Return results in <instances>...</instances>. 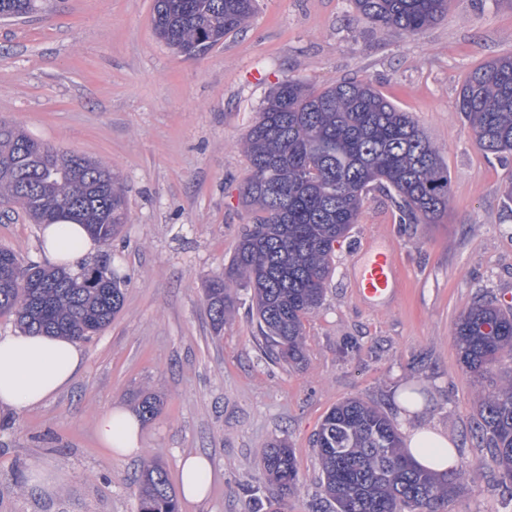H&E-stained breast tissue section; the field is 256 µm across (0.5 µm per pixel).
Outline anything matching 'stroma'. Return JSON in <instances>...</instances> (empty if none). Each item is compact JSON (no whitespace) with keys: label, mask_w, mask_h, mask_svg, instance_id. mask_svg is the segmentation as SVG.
Segmentation results:
<instances>
[{"label":"stroma","mask_w":512,"mask_h":512,"mask_svg":"<svg viewBox=\"0 0 512 512\" xmlns=\"http://www.w3.org/2000/svg\"><path fill=\"white\" fill-rule=\"evenodd\" d=\"M48 11L0 21V121L56 148L111 166L128 222L97 255L125 279L112 323L83 341V370L43 404L0 411V512H138L133 478L160 462L203 453L209 497L180 512H269L262 455L293 448L299 479L281 512H323L312 438L326 413L358 398L397 417L403 391H420L425 420L460 443L462 492L447 512H512V491L477 438L478 393L512 376V360L478 380L454 336L478 301L512 306V155L479 149L457 110L467 73L512 53V0H449L416 35L363 19L352 0H257L247 27L204 54L185 56L152 25L154 0H51ZM294 78L320 89L371 83L408 112L448 168L451 202L431 224H405L388 192L371 190L336 248L321 304L304 319L306 360L269 353L238 291V308L214 331L207 282L224 270L241 225L249 175L242 142L270 91ZM40 226L0 202V247L20 265L44 264ZM393 244L403 292L383 311L356 298L348 278L366 241ZM355 355L343 356L344 341ZM157 394L142 452L117 458L94 423L121 404ZM45 485L30 487L32 468Z\"/></svg>","instance_id":"stroma-1"}]
</instances>
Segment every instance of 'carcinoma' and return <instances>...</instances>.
I'll use <instances>...</instances> for the list:
<instances>
[{"mask_svg": "<svg viewBox=\"0 0 512 512\" xmlns=\"http://www.w3.org/2000/svg\"><path fill=\"white\" fill-rule=\"evenodd\" d=\"M46 0H0V17L21 18ZM369 22L415 35L442 19L448 0H352ZM255 0H155L153 27L184 54H198L240 30ZM457 110L476 145L512 154V55L473 69ZM250 175L242 203L253 214L224 272L204 289L216 332L235 309L231 286L253 292L251 308L275 358L304 360L303 319L323 297L336 244L358 223L373 188L393 194L408 224H431L447 212L448 170L437 148L409 113L371 85L343 81L320 90L288 79L267 98L244 140ZM0 197L20 205L39 224H84L107 244L127 220L112 169L63 151L0 122ZM15 254L0 248V315L28 333L87 339L112 323L124 303V279L104 270L99 287L85 288L74 273L32 265L21 283ZM455 336L465 368L480 377L512 356V309L474 303L459 316ZM159 401L138 404L151 420ZM481 438L492 445L489 463L512 484V378L479 394ZM325 499L336 512H440L460 491V471L418 469L404 455L393 421L377 407L348 399L332 408L314 435ZM264 477L275 501L298 481L292 449L268 445ZM139 512H178L167 471L159 464L136 477Z\"/></svg>", "mask_w": 512, "mask_h": 512, "instance_id": "cac0c4a2", "label": "carcinoma"}]
</instances>
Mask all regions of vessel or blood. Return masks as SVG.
<instances>
[{
  "mask_svg": "<svg viewBox=\"0 0 512 512\" xmlns=\"http://www.w3.org/2000/svg\"><path fill=\"white\" fill-rule=\"evenodd\" d=\"M356 297L380 310L394 301L402 290V272L392 247L368 242L352 264Z\"/></svg>",
  "mask_w": 512,
  "mask_h": 512,
  "instance_id": "1",
  "label": "vessel or blood"
}]
</instances>
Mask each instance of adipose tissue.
I'll return each mask as SVG.
<instances>
[{
    "label": "adipose tissue",
    "instance_id": "1",
    "mask_svg": "<svg viewBox=\"0 0 512 512\" xmlns=\"http://www.w3.org/2000/svg\"><path fill=\"white\" fill-rule=\"evenodd\" d=\"M40 240L46 259L70 271L77 270L79 262L99 246L80 224L42 225ZM84 363L82 348L68 337L0 335V409L22 411L42 404L74 381ZM415 415L412 408L400 413L405 455L417 467L436 473L459 468L456 441L441 429L419 424ZM142 429L140 419L122 406L109 409L95 422L102 447L125 458L141 453ZM179 471L181 497L188 501L204 499L212 481L210 459L202 454L184 456Z\"/></svg>",
    "mask_w": 512,
    "mask_h": 512
}]
</instances>
